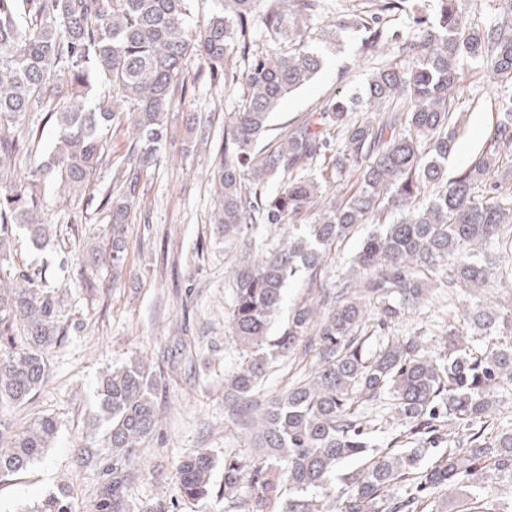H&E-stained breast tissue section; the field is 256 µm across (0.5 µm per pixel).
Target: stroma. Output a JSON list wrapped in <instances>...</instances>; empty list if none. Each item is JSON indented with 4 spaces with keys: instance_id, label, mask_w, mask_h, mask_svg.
<instances>
[{
    "instance_id": "35a3bbf8",
    "label": "stroma",
    "mask_w": 512,
    "mask_h": 512,
    "mask_svg": "<svg viewBox=\"0 0 512 512\" xmlns=\"http://www.w3.org/2000/svg\"><path fill=\"white\" fill-rule=\"evenodd\" d=\"M357 41L352 33L342 48L324 46L322 70L281 103L272 128L286 126L366 82L376 61L356 55ZM495 92L484 68L463 65L452 102L461 123L449 174L468 165L484 143L495 120ZM241 95V84L211 81L205 62L190 63L188 93L175 101L166 152L160 165L141 178L148 206L128 226L129 275L120 284H113L108 267L90 275L77 261L85 244L107 248L105 214L62 206L54 191L45 194V212L54 226L49 241L39 249L26 237L15 241L13 263L43 270L65 289L69 330L50 353V380L35 400L0 411V420L18 428L38 413L58 423L56 441L44 460L0 488V512H19L63 483L71 489L75 512H90L98 470L80 465L75 450L97 438L90 417L98 376L133 355L144 356L156 368L163 409L157 432L133 465L127 489L132 512H191L188 505H173L171 496L177 462L196 451L214 458L212 479L218 487L224 483L225 455L255 458L249 431L229 423L224 391L225 378L244 361L227 321L233 301L231 270L242 249L225 241L210 222L215 197L209 177L220 157L225 117L239 105ZM363 333L376 339L416 336L427 354L443 351L452 335L473 350L483 347L466 324L449 323L447 290L441 284L398 321L383 327L369 320Z\"/></svg>"
}]
</instances>
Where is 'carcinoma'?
I'll return each mask as SVG.
<instances>
[{"instance_id":"cac0c4a2","label":"carcinoma","mask_w":512,"mask_h":512,"mask_svg":"<svg viewBox=\"0 0 512 512\" xmlns=\"http://www.w3.org/2000/svg\"><path fill=\"white\" fill-rule=\"evenodd\" d=\"M191 0H0V407L33 402L48 382L49 352L66 335L63 294L40 269L10 264L11 244L24 231L46 235L43 200L51 183L63 200L92 203L111 224L110 250L88 245L83 266L125 267V225L144 205L140 180L156 166L169 139V112L185 94L198 57L210 79L242 81L243 94L224 126L220 162L212 171L211 223L255 254L232 271V338L246 352L230 378L236 400L257 393L276 359L305 336L318 337L316 366L269 399L259 421L231 410L235 424L259 442L251 469L224 458V498L248 480L258 495L248 512H512L487 493L512 485V425L491 420L502 389L512 385V345L487 342L475 356L448 340V352L420 354L413 338L379 340L359 332L372 305L386 325L423 301L429 281L445 275L448 297L473 298L476 334L489 338L512 317L481 307L480 292L497 252L512 262V0L483 28L460 35L474 0H433L432 12L409 17L407 33L381 25L408 0H370L372 9L342 16L320 30L339 42L349 27L362 32L357 55L372 56L388 41L411 61L376 68L362 90L328 100L318 112L281 128L260 146L282 100L323 68L310 48L311 23L322 0H215L194 33L186 26ZM266 48L254 49L258 36ZM476 62L498 87L496 120L482 149L454 177L447 175L459 123L451 99L462 61ZM109 88L98 92L95 77ZM45 113L57 137L39 162L42 133L26 122ZM126 122L133 137L119 161L105 131ZM325 162L330 176L308 169ZM110 184L96 188V174ZM288 227L266 247L243 236L257 225ZM362 224H378L352 259L356 278L323 292L325 308L297 304L281 335L269 331L284 289L305 278L315 285L328 253ZM98 446L77 449L98 467L93 512H128L125 490L142 445L158 428L154 367L140 356L102 375L96 386ZM392 406L402 430L380 452L367 411ZM56 421L35 415L15 431L0 421V486L26 473L57 437ZM448 440V447L437 444ZM434 461L428 468V455ZM359 462L361 466L344 469ZM214 460L198 452L176 466L174 504L203 505L214 497ZM23 512H73L65 488Z\"/></svg>"}]
</instances>
